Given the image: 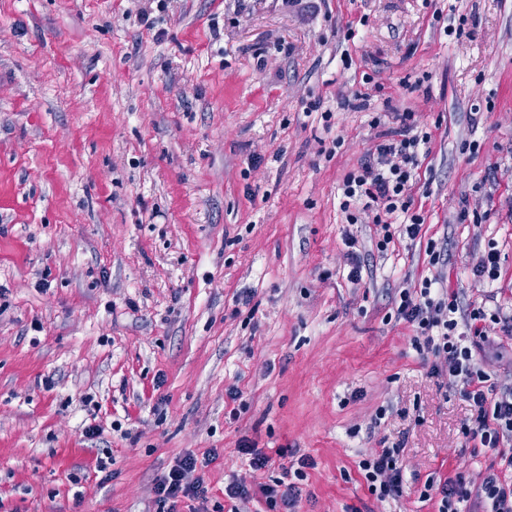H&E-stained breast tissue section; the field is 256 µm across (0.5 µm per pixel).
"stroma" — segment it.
Listing matches in <instances>:
<instances>
[{
  "label": "stroma",
  "instance_id": "1",
  "mask_svg": "<svg viewBox=\"0 0 512 512\" xmlns=\"http://www.w3.org/2000/svg\"><path fill=\"white\" fill-rule=\"evenodd\" d=\"M407 109L433 129L426 222L381 254L340 185L372 117ZM443 236L447 287L512 307V0H0V512H153L156 478L212 448L210 512H263L224 496L280 474L244 437L315 460L296 512H438L428 480L497 462L392 319ZM396 445L406 488L381 502L358 463ZM500 254L495 247H490L489 251L482 256L474 268V274L488 284L498 279ZM255 447V443L246 437L241 438L238 442V452L242 455L249 456V466L256 469H262L275 465V461L272 456L265 453L262 449Z\"/></svg>",
  "mask_w": 512,
  "mask_h": 512
}]
</instances>
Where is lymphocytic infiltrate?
<instances>
[{
  "mask_svg": "<svg viewBox=\"0 0 512 512\" xmlns=\"http://www.w3.org/2000/svg\"><path fill=\"white\" fill-rule=\"evenodd\" d=\"M394 118L395 127L385 130L381 117H373V126L380 129L378 140L341 185L340 210L347 223L368 219L379 226L375 246L380 253L388 250L395 235L416 240L425 223L424 215L414 207L411 190L432 132L418 126L412 113L398 112ZM426 253L436 273L399 292L395 317L412 327L416 351L434 356L433 373L445 372L462 382L461 393L473 409L462 434L473 450L496 452L498 465L476 485L461 474L441 483L427 481L420 496L438 499V512H467L471 506L482 512H512V387L491 390L480 366L489 342L488 327L498 325L512 334V311L464 302L458 292L445 287L446 240H428ZM400 453L397 446L379 448L359 463L370 493L379 500L395 499L403 493ZM218 456L212 448L203 457L189 454L178 460L155 484V512H180L185 502L190 505L188 512H209L208 488L196 469L198 463H212ZM314 465L310 456H300L294 470H283L281 478L263 488L269 512H293L302 493L299 483Z\"/></svg>",
  "mask_w": 512,
  "mask_h": 512,
  "instance_id": "lymphocytic-infiltrate-1",
  "label": "lymphocytic infiltrate"
}]
</instances>
